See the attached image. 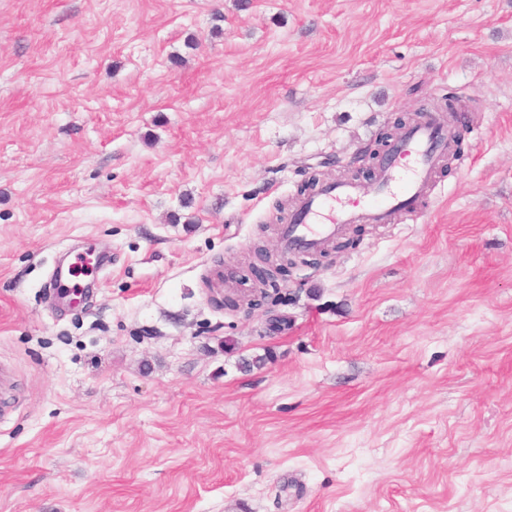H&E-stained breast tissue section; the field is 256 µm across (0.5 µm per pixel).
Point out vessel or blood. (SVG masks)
<instances>
[{
  "label": "vessel or blood",
  "mask_w": 512,
  "mask_h": 512,
  "mask_svg": "<svg viewBox=\"0 0 512 512\" xmlns=\"http://www.w3.org/2000/svg\"><path fill=\"white\" fill-rule=\"evenodd\" d=\"M455 128L440 114L428 115L391 142L373 175V187L359 181L321 183L296 200L280 232L284 252L311 254L332 244L348 226L393 223L416 211L455 142Z\"/></svg>",
  "instance_id": "vessel-or-blood-1"
}]
</instances>
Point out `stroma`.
Instances as JSON below:
<instances>
[{
  "label": "stroma",
  "mask_w": 512,
  "mask_h": 512,
  "mask_svg": "<svg viewBox=\"0 0 512 512\" xmlns=\"http://www.w3.org/2000/svg\"><path fill=\"white\" fill-rule=\"evenodd\" d=\"M450 99L420 213L251 306L278 204ZM0 366V512H512V0H0Z\"/></svg>",
  "instance_id": "1"
}]
</instances>
